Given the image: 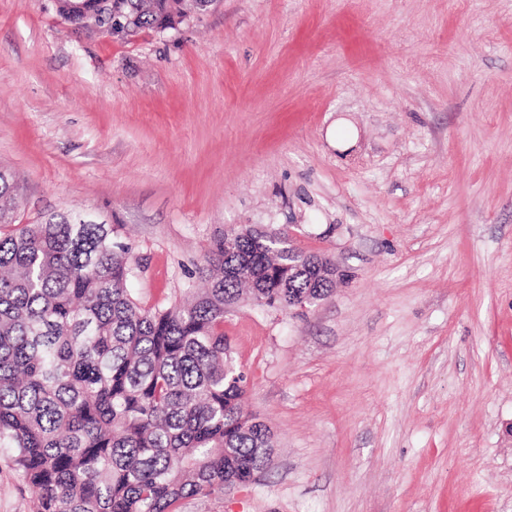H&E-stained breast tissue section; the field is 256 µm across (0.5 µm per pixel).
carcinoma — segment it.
Masks as SVG:
<instances>
[{
    "mask_svg": "<svg viewBox=\"0 0 512 512\" xmlns=\"http://www.w3.org/2000/svg\"><path fill=\"white\" fill-rule=\"evenodd\" d=\"M117 2L140 31L211 0ZM96 3L72 24H107ZM16 208L0 170V447L38 491L36 512H174L266 470L274 434L244 411L224 314L245 298L321 300L336 281L288 257L286 240L220 234L197 268L207 287L147 308L112 225L69 211L17 224Z\"/></svg>",
    "mask_w": 512,
    "mask_h": 512,
    "instance_id": "obj_1",
    "label": "carcinoma"
}]
</instances>
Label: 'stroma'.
<instances>
[{"instance_id": "35a3bbf8", "label": "stroma", "mask_w": 512, "mask_h": 512, "mask_svg": "<svg viewBox=\"0 0 512 512\" xmlns=\"http://www.w3.org/2000/svg\"><path fill=\"white\" fill-rule=\"evenodd\" d=\"M15 220L91 214L136 295L255 224L342 278L224 316L269 468L176 512H512V0H215L121 38L0 0ZM0 448V512L35 493Z\"/></svg>"}]
</instances>
